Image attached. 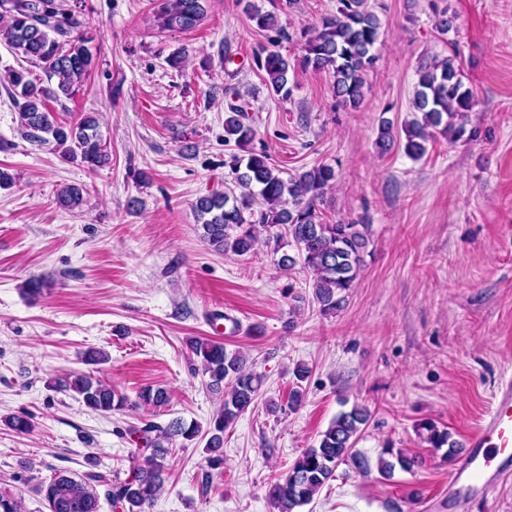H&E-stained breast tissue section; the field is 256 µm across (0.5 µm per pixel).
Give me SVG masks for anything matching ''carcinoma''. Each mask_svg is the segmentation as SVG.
Segmentation results:
<instances>
[{
	"mask_svg": "<svg viewBox=\"0 0 512 512\" xmlns=\"http://www.w3.org/2000/svg\"><path fill=\"white\" fill-rule=\"evenodd\" d=\"M338 3L336 14L322 18L312 28L300 65L332 74L336 98L355 107L363 98L364 75L376 61L374 49L382 35L381 23L368 10L367 0ZM157 17L165 30H192L206 17L205 0H162ZM249 17L258 30L272 33L268 45L257 53L255 64L265 72L272 92L286 98L291 94L289 73L295 65L276 50L286 33L277 17L260 7H251ZM0 39L29 62L43 67L55 80L54 85L44 86L30 79L26 70L7 71L6 82L27 136L43 144L54 143L63 159L78 158L91 171L109 164L111 154L97 118L60 122L48 109V102L71 97L94 65L88 47L93 37L84 29L80 13L61 8L56 0H0ZM417 76L412 119L405 121L399 131L393 121L383 120L376 140L379 152L387 153L401 143L405 155L417 161L438 136L450 143L477 138L478 130L466 128L475 97L463 82L457 54L421 62ZM245 112L243 103L228 104L224 144L232 143L243 150L253 140L254 130L245 123ZM228 165L234 174V186L201 196L193 204L203 241L215 252L243 256L256 248L258 232L264 229L270 232L265 245L276 253L295 244L299 257L285 252L278 260L279 267L288 271L302 260L313 276V301L319 312L328 315L339 310L364 266L369 239L365 224H328L322 218L320 206L336 182L334 168L320 164L285 179L271 166L264 151L251 152L245 158L232 153ZM82 202L83 188L76 185H65L56 193V204L63 210H74ZM191 351L201 364L202 374L209 377V389L224 396L206 441L207 451L212 453L208 463L217 466L224 463V430L255 405L263 377L247 368L239 352H227L220 342L198 339L191 344ZM59 386L75 392L87 408L96 412L107 414L127 405V398L115 387L87 374L69 373L59 380ZM139 399L160 408L169 402V395L162 388H148ZM370 417V411L359 405L339 413L321 434L317 446L305 449L288 473L271 484L268 496L275 512H299L334 478L341 464L367 468L366 460L354 447ZM419 429L426 433L432 447L446 448L450 460L462 448L461 443L450 440L448 430L432 421L421 423ZM144 432L154 434L149 440L152 453L134 461L130 476L123 482L113 483L99 473H90L81 480L58 475L40 483L37 492L47 502L49 512H99L102 497L121 505L123 512H150L164 487V461L169 453L165 442L174 437L192 441L199 436L200 428L175 420L164 428L148 424ZM420 464L418 457L387 447L379 454L377 468L382 477L390 479L396 469L411 472Z\"/></svg>",
	"mask_w": 512,
	"mask_h": 512,
	"instance_id": "1",
	"label": "carcinoma"
}]
</instances>
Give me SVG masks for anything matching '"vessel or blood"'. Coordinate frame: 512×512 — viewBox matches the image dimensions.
Instances as JSON below:
<instances>
[{"label": "vessel or blood", "mask_w": 512, "mask_h": 512, "mask_svg": "<svg viewBox=\"0 0 512 512\" xmlns=\"http://www.w3.org/2000/svg\"><path fill=\"white\" fill-rule=\"evenodd\" d=\"M512 477V377L493 398L487 421L468 439V450L448 474L449 493L485 494Z\"/></svg>", "instance_id": "obj_1"}]
</instances>
